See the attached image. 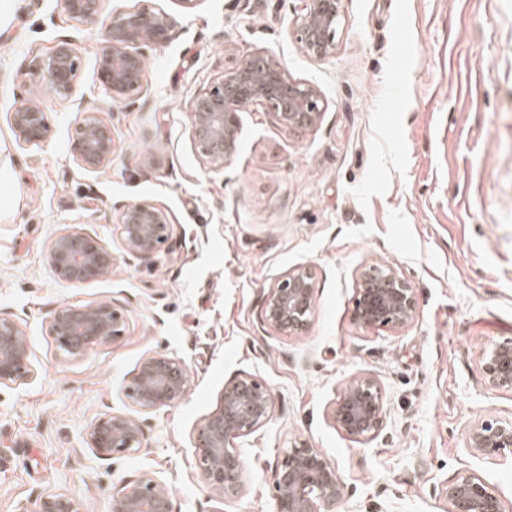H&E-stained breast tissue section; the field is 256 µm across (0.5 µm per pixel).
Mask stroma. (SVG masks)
Wrapping results in <instances>:
<instances>
[{"label": "stroma", "instance_id": "obj_1", "mask_svg": "<svg viewBox=\"0 0 512 512\" xmlns=\"http://www.w3.org/2000/svg\"><path fill=\"white\" fill-rule=\"evenodd\" d=\"M169 15L145 46L141 92L108 106L98 74L103 23L71 19L63 0H0V317L22 323L37 380L0 387V512L47 493L110 512L145 470L166 482L172 512H276L274 471L294 439L335 464L342 497L324 512H448L447 480L479 475L512 512V460L479 456L467 429L512 417V394L489 388L481 353L512 339V0H341L333 51L306 54L291 34L308 0H152ZM80 59L81 109L41 95L28 69L57 40ZM313 86L325 111L291 131L268 108L239 114L238 150L223 172L190 138L195 93L258 52ZM48 113L39 150L20 148L8 115ZM111 124L108 167L82 169L72 133L81 111ZM168 210L171 240L147 259L123 250L125 204ZM97 236L116 256L98 279L60 281L44 251L64 227ZM393 264L419 313L392 334L352 316L361 267ZM298 264L315 270L309 327L283 335L261 319L263 295ZM113 300L129 327L77 361L47 333L63 306ZM188 367L175 406L139 414L144 444L108 461L86 448L104 413L132 411L124 389L146 356ZM275 393L270 424L239 441L245 491L223 504L197 476V433L239 372ZM374 375L387 403L381 433L357 443L328 420L356 374Z\"/></svg>", "mask_w": 512, "mask_h": 512}]
</instances>
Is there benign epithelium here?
<instances>
[{
	"label": "benign epithelium",
	"instance_id": "benign-epithelium-1",
	"mask_svg": "<svg viewBox=\"0 0 512 512\" xmlns=\"http://www.w3.org/2000/svg\"><path fill=\"white\" fill-rule=\"evenodd\" d=\"M103 0H64L69 16L93 24ZM339 0H310L307 13L292 35L301 49L323 57L335 47ZM169 15L162 8L141 5L112 9L98 55L99 76L111 101L122 103L142 89L145 57L140 46L164 39ZM79 58L63 39L29 67L31 80L50 98L75 101ZM281 102L274 113L278 123L291 130L315 125L325 105L311 85L292 80L278 58L259 53L222 71L193 97L190 136L204 167L221 171L237 150L241 106L246 103ZM10 129L18 144L40 149L51 129L47 112L28 104L14 109ZM73 151L78 164L96 172L112 162L115 139L112 126L96 112L84 113L74 128ZM123 247L135 258H149L173 234L168 211L150 199L127 204L122 212ZM44 260L56 277L66 283L93 281L112 269L116 257L97 237L75 227L61 229L51 240ZM315 271L310 265L288 269L269 286L263 300L264 322L290 335L309 325L314 307ZM418 313L415 289L385 260L363 266L357 279L353 317L360 326L390 333L409 327ZM129 326L124 308L113 300L60 308L47 328L59 354L76 361L92 349L125 336ZM481 369L487 385L512 393V340L489 345L482 353ZM38 376L33 353L20 322L0 318V386L19 387ZM187 366L178 358L144 357L125 394L142 412L174 405L186 393ZM275 397L269 385L247 372L224 382L217 408L198 432L201 482L221 503L238 498L244 490V461L237 441L265 427L274 416ZM333 425L355 442L372 440L382 430L386 404L380 382L369 374L353 376L328 410ZM139 421L124 411L97 418L85 437L86 447L98 459L136 453L143 446ZM466 447L477 455L512 454V419L488 418L466 433ZM343 482L336 467L319 449L303 439L294 442L275 469L277 512H320L342 497ZM441 494L451 512H501V501L478 475L465 473L442 485ZM34 512H85L84 503L69 493H50ZM111 512H171L166 483L152 471L123 485L111 500Z\"/></svg>",
	"mask_w": 512,
	"mask_h": 512
}]
</instances>
